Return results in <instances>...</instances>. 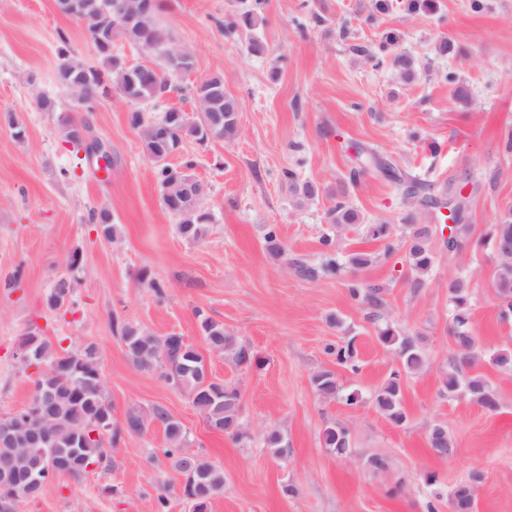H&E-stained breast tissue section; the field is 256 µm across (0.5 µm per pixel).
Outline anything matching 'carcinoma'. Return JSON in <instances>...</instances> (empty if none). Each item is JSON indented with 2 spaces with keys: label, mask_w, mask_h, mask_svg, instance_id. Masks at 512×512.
Segmentation results:
<instances>
[{
  "label": "carcinoma",
  "mask_w": 512,
  "mask_h": 512,
  "mask_svg": "<svg viewBox=\"0 0 512 512\" xmlns=\"http://www.w3.org/2000/svg\"><path fill=\"white\" fill-rule=\"evenodd\" d=\"M266 0H242V5L232 19L224 22V36L233 37L241 31H255L263 25ZM158 6L151 5L139 13L131 25L118 23L112 12V0H80L78 20L82 23L85 38L94 46L102 60L99 67L88 66L70 57L68 38L58 34L62 47L58 51V84L69 87L78 94L91 93L104 97L118 91L134 109L129 114L132 127L140 131L143 150L153 165L156 182L164 206L178 217L177 229L187 240L198 239L209 221L202 200L206 194L203 184L189 174L194 161L187 158L180 165L171 163L186 139H231L237 134L236 114L238 102L224 93V80L212 76L192 89L198 99L202 114L190 119L181 110L167 108L157 119L145 116V107L155 108L170 91V77L181 67L192 69L191 53L173 42L169 32L160 23ZM102 38L111 44L123 38L131 44L147 45L146 51L162 60L160 64L127 67L112 54V48L97 46ZM90 133L84 120H73L67 125V138L76 148L84 146L83 135ZM353 166L349 180L356 184L371 172L392 182L412 205L411 215L425 214L434 219L441 209L454 207L456 222L448 229L443 244L454 251L466 241L470 231L468 214L472 195L481 188L480 180L467 172L439 196L432 193V184L418 180L401 170L376 149L360 143L350 145ZM281 179L296 203L302 204L315 198L317 189L309 181L299 178L296 170L285 168ZM472 186L470 194L462 191ZM97 231L107 240L116 237L115 225L102 211L91 214ZM328 221L342 228L359 224L362 217L344 201L336 202L328 211ZM435 224L411 225L408 262L415 278L414 287L423 285L422 277L433 266L434 253L431 242L438 232ZM367 232L374 238L385 239L387 256L397 249L389 240L386 224H370ZM491 243L497 255L495 290L501 300L502 317L512 316V219L494 225ZM321 260L309 263L296 260L291 263L294 273L307 280L336 277L344 280L347 297L366 311V319L376 326L379 342L392 348L399 358V367L393 371L372 396L374 408L391 423L401 426L406 422L402 406V377L420 374L427 367V357L419 343L411 336H403L385 318L387 303L385 288L376 283L346 277V266L362 268L372 264L376 255L354 253L347 261L338 258L337 237L325 234L320 239ZM76 281L61 277L55 281L48 295V304L57 308L69 300L75 291ZM469 282L464 277L448 280V298L453 304L451 338L455 357L443 373V393L453 395L463 391L469 400L483 410H498L500 397L491 383L479 371L482 354L476 337L469 329ZM202 336L209 348L223 353L238 368L257 363L251 347L224 331V324L197 311ZM132 367L142 373L155 375L167 384L186 391L193 405L203 416L206 425L228 438L240 442L248 437L249 426L241 415V395L237 388L224 384L210 372L208 360L192 344L178 334L158 336L138 325L115 324ZM326 350L336 355V361L346 364L352 371L359 370L352 343L343 346L329 345ZM22 366L36 367L34 394L21 410L5 418L12 427L11 438L0 442V475L11 473L18 480L11 487L15 503L38 498L44 486L54 476L66 474L79 478L95 466H109L112 447L124 434H141L151 423L160 425L169 447L164 454L170 458L177 471L185 477L182 496L191 503L192 512H209L211 500L224 488V472L203 457L186 450L188 438L182 424L162 405H155L148 412H129L122 424L108 422L101 428L100 420L112 416L111 406L104 396V382L95 345L81 348H54L36 335L26 337L22 343ZM311 383L316 394L324 400L342 399L348 405L360 401L358 393H342L335 374L329 370L312 375ZM427 442L433 452L446 458L453 453V443L448 428L435 424L429 430ZM266 444L274 456L285 458L291 451L288 439L272 431ZM323 448L336 455H347L351 448V433L339 423L326 426L322 432Z\"/></svg>",
  "instance_id": "1"
}]
</instances>
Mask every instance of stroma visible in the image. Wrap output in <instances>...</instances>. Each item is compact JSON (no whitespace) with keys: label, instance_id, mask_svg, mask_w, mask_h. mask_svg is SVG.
Masks as SVG:
<instances>
[{"label":"stroma","instance_id":"1","mask_svg":"<svg viewBox=\"0 0 512 512\" xmlns=\"http://www.w3.org/2000/svg\"><path fill=\"white\" fill-rule=\"evenodd\" d=\"M482 2L475 12L470 0H432V10L412 13L408 0H387L379 13L375 0H268L258 31L265 50L251 55L247 36L224 35L236 0H160L161 22L194 58L191 71L173 76L163 107L195 115L191 90L214 75L239 102L235 138L190 140L181 150L195 161L191 173L207 189L210 216L205 236L190 241L162 202L140 132L129 123L128 101L114 92L86 114L58 86L59 34H66L72 57L100 63L80 22L61 13L56 0H0V418L34 393L19 360L26 336L74 348L91 343L115 423L128 411L163 404L183 425L189 451L223 470L224 489L209 512H424L437 491L438 512H448L447 493L475 471L483 475L477 512H512V376L488 361L497 349L512 348V320L499 316L488 242L494 224L512 217V152L503 147L512 128V0ZM390 31L424 68L412 82L391 62L377 66L366 58ZM449 72L456 83L445 82ZM459 83L469 101L456 97ZM41 94L54 100V111L37 108ZM81 118L106 146L108 170L77 163L64 123ZM356 141L392 155L437 192L465 170L484 182L472 197L468 240L456 251L433 244L423 288L411 287L405 248L384 256V240L366 231L385 224L392 238H404L409 209L381 179L366 175L348 184L349 146ZM434 142L442 145L435 155ZM65 167L75 168L72 180L61 178ZM285 168L316 183L319 198L297 206L280 181ZM340 199L365 217L363 225L341 230L342 254H378L358 276L386 287L389 318L403 334L422 337L429 360L425 372L404 384L401 426L370 401L396 370V353L378 342L342 281L305 280L288 266L294 258L319 262L320 238L331 230L327 212ZM93 209L111 214L117 240L98 235L88 221ZM272 226L285 256L266 248ZM75 251L82 260L71 271L66 261ZM68 274L76 281L72 298L49 308L54 281ZM145 274L165 285L164 298L142 282ZM458 275L471 278L480 370L501 400L493 414L441 392L454 350L448 280ZM202 314L248 344L257 365L240 369L209 350ZM116 319L158 335L180 334L205 352L213 376L238 388L249 440L211 430L187 393L136 371L112 331ZM350 340L360 361L355 373L325 351ZM322 369L334 372L344 391L358 392L360 403L319 399L311 376ZM333 422L349 427L351 455L322 447L321 433ZM439 423L455 442L445 459L427 444ZM273 430L287 435L288 457L267 448ZM165 446L156 425L123 436L110 467L78 480L55 476L40 499L20 503L17 512H158L162 494L168 512H190L183 476L164 456ZM375 455L387 457L386 470L367 466ZM429 473L437 475L436 486L426 484ZM288 485L293 494H285Z\"/></svg>","mask_w":512,"mask_h":512}]
</instances>
